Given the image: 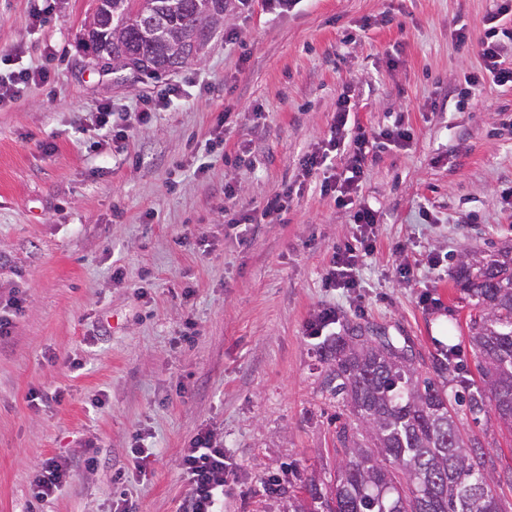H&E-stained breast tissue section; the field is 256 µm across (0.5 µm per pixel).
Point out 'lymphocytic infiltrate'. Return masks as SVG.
I'll return each mask as SVG.
<instances>
[{"instance_id":"1","label":"lymphocytic infiltrate","mask_w":512,"mask_h":512,"mask_svg":"<svg viewBox=\"0 0 512 512\" xmlns=\"http://www.w3.org/2000/svg\"><path fill=\"white\" fill-rule=\"evenodd\" d=\"M351 108L350 95L345 93L339 96L328 138L300 161L301 175L308 178L321 168L332 166L337 156L345 158L341 174L324 178L320 193L332 197L338 207L352 212L355 229L353 240L334 251L324 276L326 287L347 292L357 288V267L372 252L377 238L379 215L371 206L359 200V191L366 175V156L378 140L403 147L414 138L411 127L400 121L378 131H370L360 125L349 126ZM180 467L189 486L182 512H221L229 465L224 459L220 442L212 432L197 433L190 440L188 448L182 453ZM69 473L68 461L57 457L43 460L30 483L33 499L40 502L52 496Z\"/></svg>"}]
</instances>
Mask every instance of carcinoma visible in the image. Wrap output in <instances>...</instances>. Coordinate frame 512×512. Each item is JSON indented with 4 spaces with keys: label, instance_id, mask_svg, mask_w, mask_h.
Returning a JSON list of instances; mask_svg holds the SVG:
<instances>
[{
    "label": "carcinoma",
    "instance_id": "carcinoma-1",
    "mask_svg": "<svg viewBox=\"0 0 512 512\" xmlns=\"http://www.w3.org/2000/svg\"><path fill=\"white\" fill-rule=\"evenodd\" d=\"M145 2L138 16L139 0H112L99 48L115 74L130 63L150 77L175 71L224 24V0ZM457 284L477 298L467 327L481 384L461 380L449 398L451 347L428 377L412 347L384 332L358 324L326 337L322 385L350 416L336 426L332 488L311 480L289 490L288 512H508L495 486L512 485V466L470 436L454 405L475 422L494 414L512 435V251L462 264Z\"/></svg>",
    "mask_w": 512,
    "mask_h": 512
}]
</instances>
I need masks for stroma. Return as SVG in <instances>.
Segmentation results:
<instances>
[{
    "label": "stroma",
    "instance_id": "stroma-1",
    "mask_svg": "<svg viewBox=\"0 0 512 512\" xmlns=\"http://www.w3.org/2000/svg\"><path fill=\"white\" fill-rule=\"evenodd\" d=\"M50 4L38 18L37 0H0V73L50 70L0 107V311L12 292L26 298L0 345V512H113L123 497L178 512L179 459L201 430L231 465L224 512H282L268 477L330 481L349 414L323 390L321 340L306 333L325 307L333 332L358 323L408 338L427 372L455 344L478 380L475 301L455 281L463 259L512 246V88L484 78L474 49L493 0H300L285 13L248 0L200 60L127 79L89 63L95 0ZM174 83L183 100L122 144L93 118L104 103L139 111ZM345 92L351 122L414 129L409 147L366 158L360 195L380 224L352 294L323 284L353 226L318 182L262 218ZM221 112L236 119L214 144ZM241 146L249 164L235 162ZM228 181L255 220L240 234L224 224ZM186 224L204 228L209 253L179 241ZM415 261L417 278L402 281ZM189 313L199 335L184 333ZM136 443L153 452L147 469ZM46 457L72 475L37 502L30 479Z\"/></svg>",
    "mask_w": 512,
    "mask_h": 512
}]
</instances>
